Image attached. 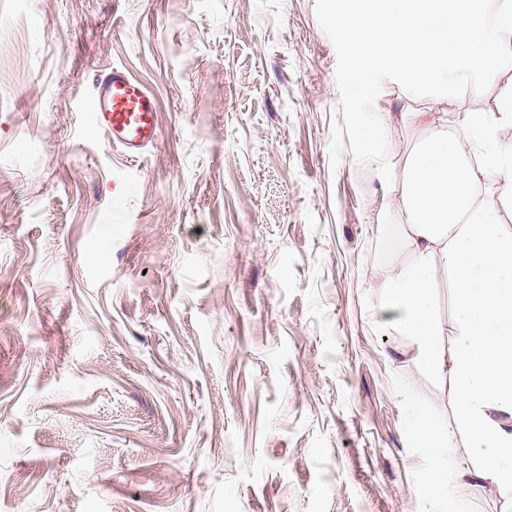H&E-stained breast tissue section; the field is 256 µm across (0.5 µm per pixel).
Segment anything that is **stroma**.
Segmentation results:
<instances>
[{"label":"stroma","instance_id":"stroma-1","mask_svg":"<svg viewBox=\"0 0 512 512\" xmlns=\"http://www.w3.org/2000/svg\"><path fill=\"white\" fill-rule=\"evenodd\" d=\"M159 105L133 160L75 98ZM315 0H0V512H448L379 324L401 256L373 165L331 166Z\"/></svg>","mask_w":512,"mask_h":512}]
</instances>
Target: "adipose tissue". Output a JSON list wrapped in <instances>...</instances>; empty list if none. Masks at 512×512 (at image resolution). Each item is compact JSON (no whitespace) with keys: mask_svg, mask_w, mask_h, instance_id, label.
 I'll use <instances>...</instances> for the list:
<instances>
[{"mask_svg":"<svg viewBox=\"0 0 512 512\" xmlns=\"http://www.w3.org/2000/svg\"><path fill=\"white\" fill-rule=\"evenodd\" d=\"M430 128L403 174L388 208L403 222L404 257L377 273L389 298L382 328L415 339L411 354L440 384L452 385L470 465L448 468L452 431L435 421L414 393L401 394L404 427L435 496L465 512L470 488L488 482L512 494V224L500 210L512 205V84L485 112L455 124L444 113L414 112ZM453 285L450 324L434 310L438 277Z\"/></svg>","mask_w":512,"mask_h":512,"instance_id":"1","label":"adipose tissue"}]
</instances>
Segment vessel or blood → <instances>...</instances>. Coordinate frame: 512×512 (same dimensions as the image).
<instances>
[{
    "label": "vessel or blood",
    "mask_w": 512,
    "mask_h": 512,
    "mask_svg": "<svg viewBox=\"0 0 512 512\" xmlns=\"http://www.w3.org/2000/svg\"><path fill=\"white\" fill-rule=\"evenodd\" d=\"M158 112L153 93L126 68L114 65L97 75L90 116L126 156L140 158L157 141Z\"/></svg>",
    "instance_id": "1"
}]
</instances>
